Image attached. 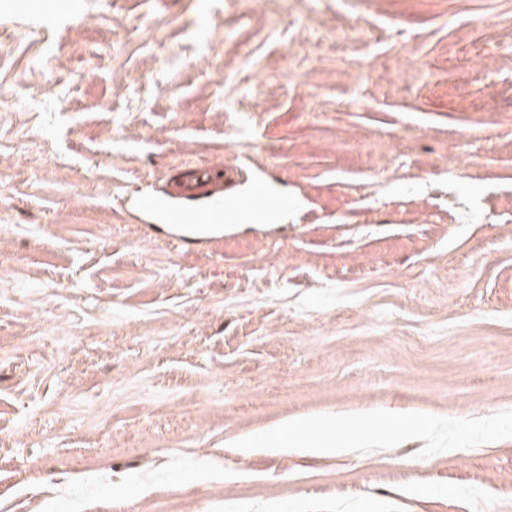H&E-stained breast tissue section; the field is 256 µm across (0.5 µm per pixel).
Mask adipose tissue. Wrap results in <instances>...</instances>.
<instances>
[{
    "label": "adipose tissue",
    "mask_w": 512,
    "mask_h": 512,
    "mask_svg": "<svg viewBox=\"0 0 512 512\" xmlns=\"http://www.w3.org/2000/svg\"><path fill=\"white\" fill-rule=\"evenodd\" d=\"M238 447L260 446L271 450L297 448L308 454H339L344 445L336 439V424L333 418L321 416L300 418L278 424L262 439L240 438Z\"/></svg>",
    "instance_id": "ef3b65f1"
}]
</instances>
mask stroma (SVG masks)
Returning a JSON list of instances; mask_svg holds the SVG:
<instances>
[{
    "label": "stroma",
    "mask_w": 512,
    "mask_h": 512,
    "mask_svg": "<svg viewBox=\"0 0 512 512\" xmlns=\"http://www.w3.org/2000/svg\"><path fill=\"white\" fill-rule=\"evenodd\" d=\"M0 512H512V0H0ZM186 180L182 183L177 182L182 190L193 193L202 189L204 192L199 195H192L194 199H202L207 202L205 207L209 220L194 222L184 214H175L169 210L172 200L178 197L173 193H167L164 197L156 198L151 206H145L139 199L135 200L129 207V210L137 218L148 216L153 222L169 224L174 241H184L191 230L205 227L204 224H214L216 220H224V212L230 213L237 221L256 222L253 212L248 209L243 201L224 197V193L214 188L222 177L224 167H218L210 164L195 162L185 165L184 168ZM350 430L359 432L377 426L392 430L397 424V418L392 415L374 416L370 414H355L348 418ZM235 447L271 450L298 448L308 454H339L346 450L345 442L336 441V422L326 416L280 423L260 441L252 437H242Z\"/></svg>",
    "instance_id": "1"
}]
</instances>
